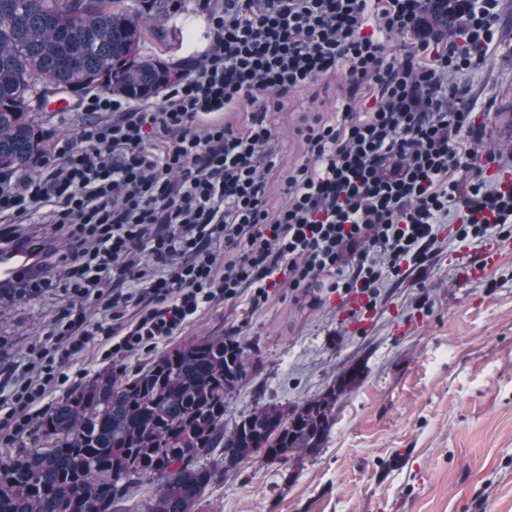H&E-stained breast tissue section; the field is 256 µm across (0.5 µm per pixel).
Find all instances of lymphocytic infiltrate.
Here are the masks:
<instances>
[{"label": "lymphocytic infiltrate", "instance_id": "1", "mask_svg": "<svg viewBox=\"0 0 512 512\" xmlns=\"http://www.w3.org/2000/svg\"><path fill=\"white\" fill-rule=\"evenodd\" d=\"M428 0H198L208 42L162 103L104 92L82 103L74 135L0 173V223L42 225L39 279L18 290L69 299L28 358L0 350V433H28L64 364L96 337L107 357L173 335L200 309L253 303L279 288L363 293L425 269L444 223L458 241L512 236V185L491 183L496 154L466 146L472 108L453 73L482 68L498 0H460L444 50L387 43L417 30ZM341 73L371 104L297 128L302 162L271 207L276 134L268 113L318 78ZM253 106L243 130L223 115ZM98 320H88L84 302Z\"/></svg>", "mask_w": 512, "mask_h": 512}]
</instances>
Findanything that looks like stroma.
<instances>
[{
    "mask_svg": "<svg viewBox=\"0 0 512 512\" xmlns=\"http://www.w3.org/2000/svg\"><path fill=\"white\" fill-rule=\"evenodd\" d=\"M195 2L179 0L173 18L186 29L182 48L164 57L176 75L190 71L206 45ZM500 13L485 66L455 82L474 105L473 140L500 153L512 173V0H500ZM348 94L341 76H326L270 114L278 153L271 205L282 202L285 174L303 158L296 134L303 118L333 117ZM69 102L63 112L37 110L46 145L74 133L81 99ZM440 237L427 270L382 289L365 320L336 293L317 306L285 289L257 305L246 295L219 301L130 357L106 358L105 344L92 343L67 362L69 381L47 403L97 373L131 376L184 341L229 335L255 369L230 400L226 427L258 401L300 404L350 366L360 379L338 400L318 455L216 469L194 512H512V249L474 275L484 243ZM58 304L55 296L0 302V337L15 358L41 337Z\"/></svg>",
    "mask_w": 512,
    "mask_h": 512,
    "instance_id": "obj_1",
    "label": "stroma"
}]
</instances>
